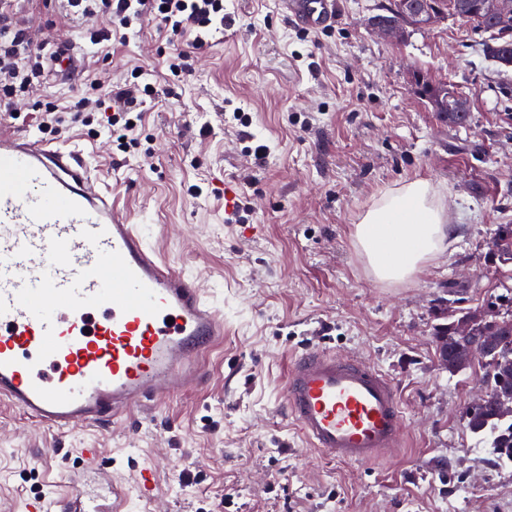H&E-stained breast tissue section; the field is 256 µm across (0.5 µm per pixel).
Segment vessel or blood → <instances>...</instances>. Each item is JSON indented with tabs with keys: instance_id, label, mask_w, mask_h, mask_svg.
<instances>
[{
	"instance_id": "vessel-or-blood-1",
	"label": "vessel or blood",
	"mask_w": 512,
	"mask_h": 512,
	"mask_svg": "<svg viewBox=\"0 0 512 512\" xmlns=\"http://www.w3.org/2000/svg\"><path fill=\"white\" fill-rule=\"evenodd\" d=\"M294 25L332 26L338 0H280ZM224 322L159 260L82 155L0 128V400L32 422L104 425L199 388ZM282 407L312 448L344 463L401 447L397 387L357 358L295 355Z\"/></svg>"
}]
</instances>
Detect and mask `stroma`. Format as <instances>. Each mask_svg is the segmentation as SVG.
Listing matches in <instances>:
<instances>
[{
  "instance_id": "35a3bbf8",
  "label": "stroma",
  "mask_w": 512,
  "mask_h": 512,
  "mask_svg": "<svg viewBox=\"0 0 512 512\" xmlns=\"http://www.w3.org/2000/svg\"><path fill=\"white\" fill-rule=\"evenodd\" d=\"M388 2L340 0L336 24L308 32L278 0H224L223 33L174 80L157 22L98 51L58 0H30L32 35L73 44L80 74L46 73L0 124L81 150L148 242L207 288L224 341L204 361L205 386L103 426L57 433L0 401V512L37 499L58 512L76 483L112 512H512V466L467 426L484 370L441 369L434 338L458 310L512 288V264L492 246L512 225V67L485 56V33L457 18L401 40L378 35L367 20ZM135 71L155 93L137 105L130 152L97 113L39 131L46 102L66 106L91 80L113 86ZM444 82L468 105L465 125L432 106L426 88ZM230 105L247 123L225 124ZM410 179L442 193L459 235L411 280L381 282L354 226L380 191ZM228 183L249 221L228 222ZM310 349L364 359L394 381L404 447L343 464L304 444L278 400L290 359ZM145 465L156 482L142 497Z\"/></svg>"
}]
</instances>
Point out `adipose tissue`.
<instances>
[{"label": "adipose tissue", "mask_w": 512, "mask_h": 512, "mask_svg": "<svg viewBox=\"0 0 512 512\" xmlns=\"http://www.w3.org/2000/svg\"><path fill=\"white\" fill-rule=\"evenodd\" d=\"M455 230L438 189L413 179L374 200L355 226V240L377 279L401 282L442 255Z\"/></svg>", "instance_id": "ef3b65f1"}]
</instances>
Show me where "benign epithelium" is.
I'll use <instances>...</instances> for the list:
<instances>
[{
    "label": "benign epithelium",
    "mask_w": 512,
    "mask_h": 512,
    "mask_svg": "<svg viewBox=\"0 0 512 512\" xmlns=\"http://www.w3.org/2000/svg\"><path fill=\"white\" fill-rule=\"evenodd\" d=\"M476 8L489 18L494 27L502 28L512 24V14L504 0H482ZM389 17L372 19L369 27L384 34H401L408 28H429L434 24L445 21L454 14L453 10L443 11L435 6H429L428 0H391L388 6ZM486 319V314L472 312L466 318L460 319L454 327V335L462 337L459 344L448 348V341L439 342V362L446 370H455L465 365L483 362L499 347L502 340L499 330L492 326L480 336L474 335L473 325ZM490 406L500 414L512 412L511 396H492L487 390L471 403V407Z\"/></svg>",
    "instance_id": "obj_1"
}]
</instances>
